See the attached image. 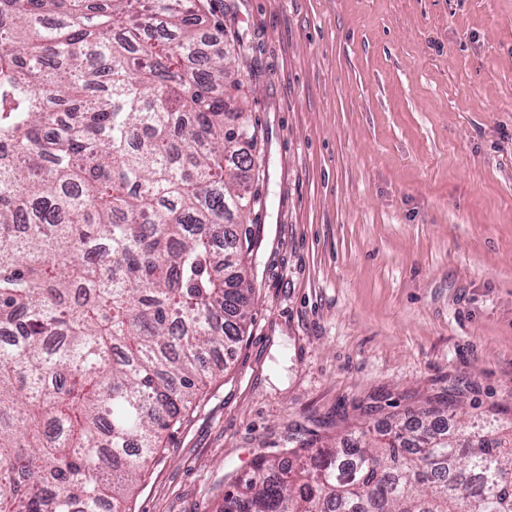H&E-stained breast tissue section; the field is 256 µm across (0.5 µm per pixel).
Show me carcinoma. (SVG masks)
<instances>
[{
	"label": "carcinoma",
	"instance_id": "1",
	"mask_svg": "<svg viewBox=\"0 0 512 512\" xmlns=\"http://www.w3.org/2000/svg\"><path fill=\"white\" fill-rule=\"evenodd\" d=\"M199 0H0V512H126L241 341L254 138ZM259 453L216 512H512V432L421 409Z\"/></svg>",
	"mask_w": 512,
	"mask_h": 512
}]
</instances>
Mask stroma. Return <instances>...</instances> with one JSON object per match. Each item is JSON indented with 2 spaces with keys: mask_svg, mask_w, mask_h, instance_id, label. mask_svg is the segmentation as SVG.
I'll return each instance as SVG.
<instances>
[{
  "mask_svg": "<svg viewBox=\"0 0 512 512\" xmlns=\"http://www.w3.org/2000/svg\"><path fill=\"white\" fill-rule=\"evenodd\" d=\"M255 129L251 319L131 512H215L256 453L512 424V0H211Z\"/></svg>",
  "mask_w": 512,
  "mask_h": 512,
  "instance_id": "stroma-1",
  "label": "stroma"
}]
</instances>
